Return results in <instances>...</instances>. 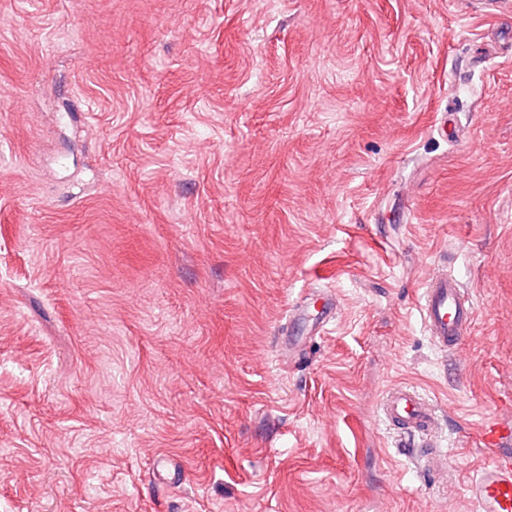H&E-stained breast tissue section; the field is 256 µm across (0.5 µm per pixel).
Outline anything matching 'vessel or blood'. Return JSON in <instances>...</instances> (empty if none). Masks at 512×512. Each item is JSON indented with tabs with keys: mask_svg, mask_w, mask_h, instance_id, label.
<instances>
[{
	"mask_svg": "<svg viewBox=\"0 0 512 512\" xmlns=\"http://www.w3.org/2000/svg\"><path fill=\"white\" fill-rule=\"evenodd\" d=\"M424 326L443 351H453L465 342L474 321L475 303L469 290L446 270H435L424 281L419 300ZM385 420L399 435L401 455L424 454L426 459L451 456L434 440L438 414L434 405L416 390L396 386L383 406ZM482 447L491 449V461L470 486L474 512H512V423L496 419L478 430Z\"/></svg>",
	"mask_w": 512,
	"mask_h": 512,
	"instance_id": "1",
	"label": "vessel or blood"
}]
</instances>
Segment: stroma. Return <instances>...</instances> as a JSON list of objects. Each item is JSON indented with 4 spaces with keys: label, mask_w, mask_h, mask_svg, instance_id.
Returning a JSON list of instances; mask_svg holds the SVG:
<instances>
[{
    "label": "stroma",
    "mask_w": 512,
    "mask_h": 512,
    "mask_svg": "<svg viewBox=\"0 0 512 512\" xmlns=\"http://www.w3.org/2000/svg\"><path fill=\"white\" fill-rule=\"evenodd\" d=\"M1 88L0 512H472L512 412V7L0 0ZM401 384L441 471L382 421ZM419 306L427 333L445 353L458 349L470 337L474 299L448 270H433L428 274ZM382 414L401 437L396 445L401 455L426 457L428 465L437 456L446 458L457 452L456 448H438L440 445L433 440L438 428L437 410L413 388H391L384 400ZM416 440L419 443L416 444ZM420 448L427 449L421 454Z\"/></svg>",
    "instance_id": "1"
}]
</instances>
